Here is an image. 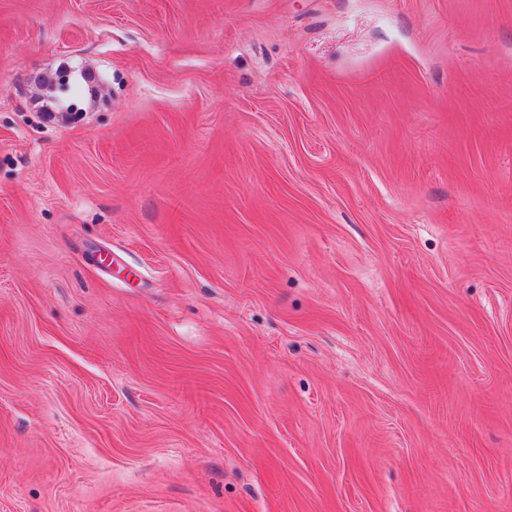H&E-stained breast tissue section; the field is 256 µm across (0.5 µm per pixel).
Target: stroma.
<instances>
[{
  "instance_id": "stroma-1",
  "label": "stroma",
  "mask_w": 512,
  "mask_h": 512,
  "mask_svg": "<svg viewBox=\"0 0 512 512\" xmlns=\"http://www.w3.org/2000/svg\"><path fill=\"white\" fill-rule=\"evenodd\" d=\"M0 512H512V0H0Z\"/></svg>"
}]
</instances>
